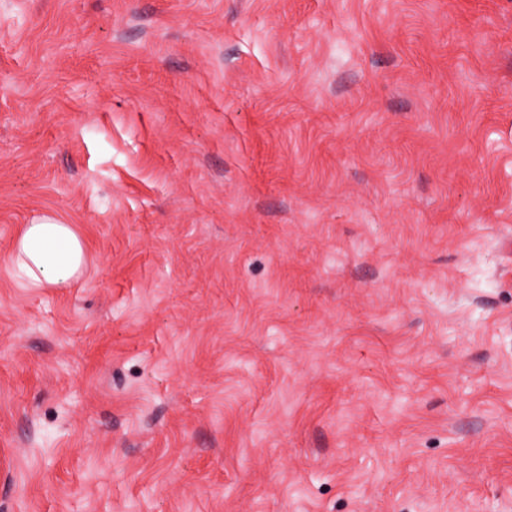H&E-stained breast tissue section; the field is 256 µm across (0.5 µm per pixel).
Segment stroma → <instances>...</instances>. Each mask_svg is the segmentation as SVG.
<instances>
[{
	"instance_id": "stroma-1",
	"label": "stroma",
	"mask_w": 512,
	"mask_h": 512,
	"mask_svg": "<svg viewBox=\"0 0 512 512\" xmlns=\"http://www.w3.org/2000/svg\"><path fill=\"white\" fill-rule=\"evenodd\" d=\"M0 512H512V0H0ZM12 261L16 278L26 288H69L86 271L81 235L52 214L22 225L12 245Z\"/></svg>"
}]
</instances>
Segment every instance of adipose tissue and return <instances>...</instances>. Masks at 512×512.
<instances>
[{"mask_svg":"<svg viewBox=\"0 0 512 512\" xmlns=\"http://www.w3.org/2000/svg\"><path fill=\"white\" fill-rule=\"evenodd\" d=\"M12 261L16 278L28 288H67L86 271L81 235L51 214L22 225L12 245Z\"/></svg>","mask_w":512,"mask_h":512,"instance_id":"1","label":"adipose tissue"}]
</instances>
